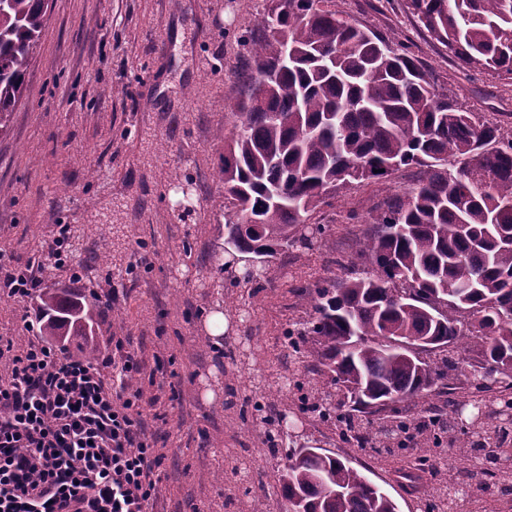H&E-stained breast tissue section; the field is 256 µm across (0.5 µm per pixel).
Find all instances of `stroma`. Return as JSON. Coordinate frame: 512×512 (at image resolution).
Listing matches in <instances>:
<instances>
[{
    "mask_svg": "<svg viewBox=\"0 0 512 512\" xmlns=\"http://www.w3.org/2000/svg\"><path fill=\"white\" fill-rule=\"evenodd\" d=\"M279 0H50L48 19L25 77L7 135L0 137V250L17 268L33 264L45 286L91 298V335L66 347L110 349L126 336L152 378L144 432L162 457L156 512H243L247 498L284 512L278 477L283 450L271 453L262 430L239 407L261 394L267 362L287 356L281 330L307 307L290 293L309 275H340L339 263L384 199L408 191L418 172L402 168L382 182L341 190L314 215L333 232L316 251L274 259L265 288L232 289L252 307L229 313L221 343L204 323L217 308L211 283L224 282V188L214 174L224 161L231 121L224 96L253 61L240 41L258 15ZM344 16L408 42L439 92L512 132V80L461 66L418 22L410 0H335ZM72 240L65 265L49 252L60 225ZM117 301H110L111 290ZM37 301L0 294V337L24 344L33 335ZM246 346L253 361L234 408L224 384L227 351ZM303 442L328 449L389 494L398 512H423L441 471L457 465L444 448L420 472L417 490L399 483L409 455L371 456L337 430L291 408ZM252 457L261 475L244 488L235 469Z\"/></svg>",
    "mask_w": 512,
    "mask_h": 512,
    "instance_id": "obj_1",
    "label": "stroma"
}]
</instances>
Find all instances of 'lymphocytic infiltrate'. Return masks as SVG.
I'll return each mask as SVG.
<instances>
[{"label": "lymphocytic infiltrate", "mask_w": 512, "mask_h": 512, "mask_svg": "<svg viewBox=\"0 0 512 512\" xmlns=\"http://www.w3.org/2000/svg\"><path fill=\"white\" fill-rule=\"evenodd\" d=\"M0 512H148L161 458L142 429L125 339L95 361L0 339Z\"/></svg>", "instance_id": "lymphocytic-infiltrate-1"}]
</instances>
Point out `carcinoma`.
<instances>
[{"label": "carcinoma", "instance_id": "cac0c4a2", "mask_svg": "<svg viewBox=\"0 0 512 512\" xmlns=\"http://www.w3.org/2000/svg\"><path fill=\"white\" fill-rule=\"evenodd\" d=\"M332 0H280L262 17L250 46L255 68L247 93L227 97L232 129L224 142V183L231 207L224 238L232 263L270 262L291 247H320L331 227L312 221L331 194L379 182L414 166L417 184L377 208L371 231L356 242L344 276L305 287V318L283 341L302 363L308 394L300 409L345 427L346 442L375 448L413 430L435 446L461 449L474 490L512 496V473L478 449L512 454V135L470 112L427 80L410 47L380 36L330 8ZM418 21L474 70L512 75V0H410ZM45 0H0V136L21 99L25 76L47 21ZM291 58L281 64L283 56ZM267 82L254 105L257 84ZM266 273L238 269L256 290ZM50 339L85 336L95 305L57 288L36 294ZM289 368L259 383L280 401L303 390ZM475 428L467 443L461 416ZM265 428L281 412L256 402ZM286 512H398L366 474L327 451L288 452L278 478ZM456 479H441L427 512H448Z\"/></svg>", "mask_w": 512, "mask_h": 512}]
</instances>
